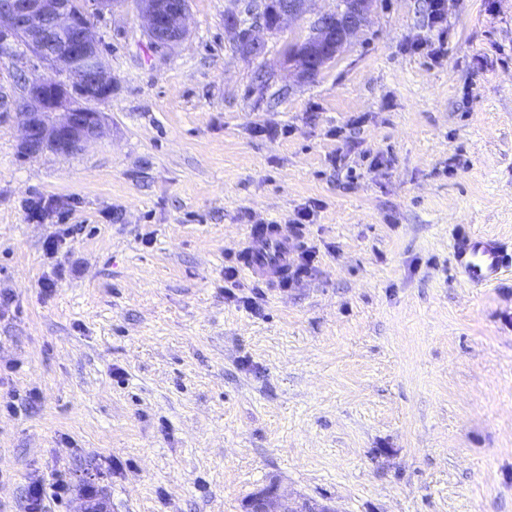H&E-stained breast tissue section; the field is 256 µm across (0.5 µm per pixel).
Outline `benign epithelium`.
Instances as JSON below:
<instances>
[{
    "label": "benign epithelium",
    "instance_id": "benign-epithelium-1",
    "mask_svg": "<svg viewBox=\"0 0 512 512\" xmlns=\"http://www.w3.org/2000/svg\"><path fill=\"white\" fill-rule=\"evenodd\" d=\"M125 0H0V45L19 43L51 68L55 78L27 76L17 98L0 95V110L23 117L21 152L51 150L69 155L98 139L105 113L95 104L112 96L116 81L104 61L105 45L94 19ZM313 0H287L266 21V2L257 4L258 22L247 31L243 54H265L266 37L311 13ZM151 45L170 50L188 32L190 0H137ZM376 0H337L332 11L318 12L301 49L284 56L300 79L314 77L369 23ZM244 512H335L309 499L294 498L271 482L245 503Z\"/></svg>",
    "mask_w": 512,
    "mask_h": 512
}]
</instances>
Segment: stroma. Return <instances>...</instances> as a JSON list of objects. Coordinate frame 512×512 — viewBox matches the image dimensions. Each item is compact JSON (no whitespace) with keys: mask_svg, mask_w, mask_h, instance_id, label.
<instances>
[{"mask_svg":"<svg viewBox=\"0 0 512 512\" xmlns=\"http://www.w3.org/2000/svg\"><path fill=\"white\" fill-rule=\"evenodd\" d=\"M250 2L191 0L162 55L135 0L99 18L117 85L78 152L22 155L0 112V512L63 475L105 512H242L272 481L512 512V272L448 263L459 231L512 245V0H377L304 81L309 19L246 57ZM307 207L309 275L225 279Z\"/></svg>","mask_w":512,"mask_h":512,"instance_id":"stroma-1","label":"stroma"}]
</instances>
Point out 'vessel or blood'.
Masks as SVG:
<instances>
[{"instance_id":"1","label":"vessel or blood","mask_w":512,"mask_h":512,"mask_svg":"<svg viewBox=\"0 0 512 512\" xmlns=\"http://www.w3.org/2000/svg\"><path fill=\"white\" fill-rule=\"evenodd\" d=\"M292 241L279 224H256L247 247L237 254L244 271L252 277L277 282L288 275ZM450 266L470 287L485 288L512 270V247L470 232L453 237Z\"/></svg>"}]
</instances>
